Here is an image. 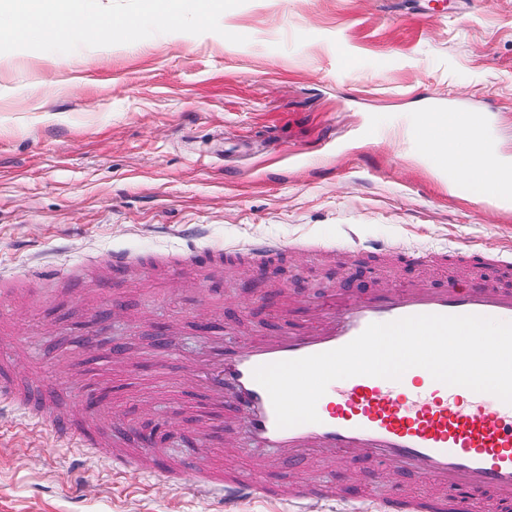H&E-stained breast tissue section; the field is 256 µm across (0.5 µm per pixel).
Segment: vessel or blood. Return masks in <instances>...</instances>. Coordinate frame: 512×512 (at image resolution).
Here are the masks:
<instances>
[{"mask_svg":"<svg viewBox=\"0 0 512 512\" xmlns=\"http://www.w3.org/2000/svg\"><path fill=\"white\" fill-rule=\"evenodd\" d=\"M482 113L461 106L428 105L417 125L420 143L449 153L445 171L455 176L470 169L473 180L486 173L474 162L476 150L486 149ZM275 241L250 244L246 255L257 265L282 251ZM458 263L512 271V259L491 257L484 251L465 253ZM413 315H479L512 321V289L485 276H471L436 284L414 279L388 283L370 292L342 286L312 300L302 325L272 332L247 342L210 338L184 369L194 377L207 412L213 413L200 443L237 422V447L248 451L252 470L223 465L191 467L167 458L161 449L127 447L113 438L105 407L83 403L65 408L50 394L19 382L23 359L13 349L0 348V366L17 380L0 383V398L19 407L25 418L51 420L62 439L94 448L114 464L155 474L167 482H190L198 491L229 502L242 495H259L292 504L318 502L353 504V488L336 485L329 477L306 483H273L268 471L284 461L315 456L327 467L337 461H364L376 472L399 468L424 478L438 492L419 498L392 494L387 512H487L479 495L495 496L499 512L512 506V405L489 393H477L435 380H425L422 368L413 376L389 380L354 376L329 385L317 403L318 422L278 427L271 398L253 377L256 367L330 351L352 341L372 323H387ZM455 497H448V490Z\"/></svg>","mask_w":512,"mask_h":512,"instance_id":"vessel-or-blood-1","label":"vessel or blood"}]
</instances>
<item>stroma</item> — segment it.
<instances>
[{"instance_id":"stroma-1","label":"stroma","mask_w":512,"mask_h":512,"mask_svg":"<svg viewBox=\"0 0 512 512\" xmlns=\"http://www.w3.org/2000/svg\"><path fill=\"white\" fill-rule=\"evenodd\" d=\"M220 25L0 53V284L23 291L0 297V338L61 405L111 388L113 432L169 420L178 454L201 424L182 376L201 320L244 340L282 327L265 296L297 306L344 281L445 278L406 253L512 256V208L449 185L400 131L430 103L464 104L488 113L512 161V0H245ZM261 239L287 251L251 291L244 259L170 278L108 269L117 247L165 264ZM335 478L360 488L366 512L391 489L429 490L366 464H337ZM291 510L258 496L223 507L64 445L0 400V512Z\"/></svg>"}]
</instances>
